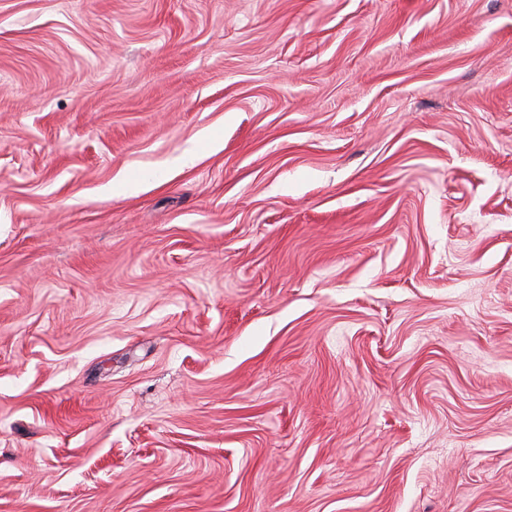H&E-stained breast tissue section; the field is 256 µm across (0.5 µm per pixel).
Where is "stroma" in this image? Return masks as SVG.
I'll return each instance as SVG.
<instances>
[{
	"mask_svg": "<svg viewBox=\"0 0 512 512\" xmlns=\"http://www.w3.org/2000/svg\"><path fill=\"white\" fill-rule=\"evenodd\" d=\"M0 512H512V0H0Z\"/></svg>",
	"mask_w": 512,
	"mask_h": 512,
	"instance_id": "1",
	"label": "stroma"
}]
</instances>
